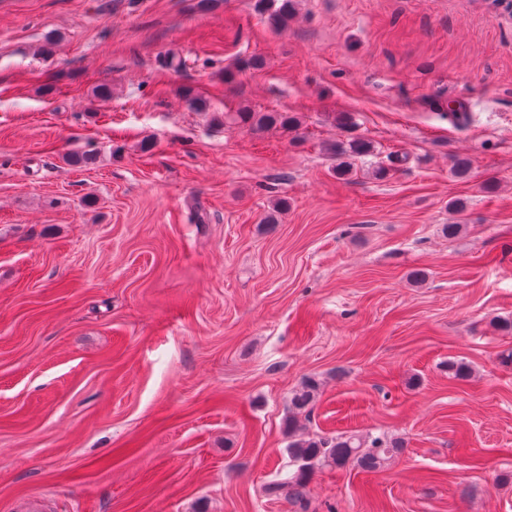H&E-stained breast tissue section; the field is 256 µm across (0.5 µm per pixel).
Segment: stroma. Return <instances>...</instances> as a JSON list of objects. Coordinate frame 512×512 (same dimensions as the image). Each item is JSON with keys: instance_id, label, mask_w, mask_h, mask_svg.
<instances>
[{"instance_id": "obj_1", "label": "stroma", "mask_w": 512, "mask_h": 512, "mask_svg": "<svg viewBox=\"0 0 512 512\" xmlns=\"http://www.w3.org/2000/svg\"><path fill=\"white\" fill-rule=\"evenodd\" d=\"M254 3L0 0V512H512V14ZM308 379L309 434L404 447L302 505ZM237 118L240 123L246 125H265V126H281L292 127L295 125L294 117L287 115L283 112H250L243 111L237 113Z\"/></svg>"}]
</instances>
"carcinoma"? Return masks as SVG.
I'll return each mask as SVG.
<instances>
[{
    "mask_svg": "<svg viewBox=\"0 0 512 512\" xmlns=\"http://www.w3.org/2000/svg\"><path fill=\"white\" fill-rule=\"evenodd\" d=\"M240 123L246 125H265L292 127L294 117L283 112L237 113ZM318 385L311 379L305 381L290 398L291 412L288 415V455L295 466L294 472L285 479L272 483L265 488L267 495L279 496L283 493L304 502L306 488L320 467L356 466L364 472L372 473L385 467L402 450V444L395 438L366 437L355 433H339L328 439L310 437L297 426V415L308 410L317 395Z\"/></svg>",
    "mask_w": 512,
    "mask_h": 512,
    "instance_id": "carcinoma-1",
    "label": "carcinoma"
}]
</instances>
